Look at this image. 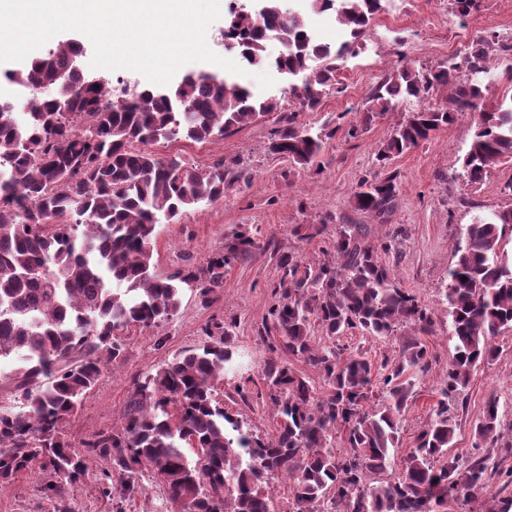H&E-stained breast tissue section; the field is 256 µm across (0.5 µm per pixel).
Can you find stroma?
<instances>
[{"label": "stroma", "instance_id": "stroma-1", "mask_svg": "<svg viewBox=\"0 0 512 512\" xmlns=\"http://www.w3.org/2000/svg\"><path fill=\"white\" fill-rule=\"evenodd\" d=\"M491 34L498 35L499 42L485 50L491 70L485 98L507 99L512 97V71L504 49L512 45V0H476L464 15L452 8L450 0H396L385 5L354 43L351 54L337 61L336 78L314 107H303L288 78L275 69L252 66L239 81L256 97L276 101L275 112L208 142L180 139L155 144L159 156L178 155L201 169L223 160L225 173L223 199L187 211L178 222L158 225L153 242L156 274L166 277L201 265L238 231L248 232L258 247L226 270L224 293L212 306H203L198 292L187 288L171 321L159 327L131 328L122 359L105 369L81 410L69 420L68 437L78 442L110 428L136 375L200 346L204 327L220 320L233 327L235 359L253 395L239 412L253 429L270 432L271 405L257 392L272 354L259 333L280 276L277 258L293 251L304 261H314L321 258L324 247L323 238L294 235L295 225L366 224L376 240L391 228H403L399 254L389 260L396 282L424 303L437 304L455 261L461 229L477 213L512 207V196L502 192L504 184L512 181V163L491 170L476 186L458 179L474 121L473 113H459L452 125L392 161L389 170L397 176L399 191L392 216L380 223L353 208L354 191L363 179L379 175L375 153L392 130L416 109L445 104L449 91L438 86L425 99L397 100L391 112L375 118L369 115L371 94L379 81L405 65L423 72L440 65L464 66L478 40ZM291 115L302 127L328 134L324 151L304 170L269 150L275 131ZM354 125L359 131L352 137L348 131ZM161 335L167 342L160 347L156 339ZM425 342L431 354L430 370L419 378L416 399L404 415L396 450L400 457L415 447L420 429L441 397L440 380L453 352L447 317H440ZM496 344L497 357L473 371L468 387L453 403L460 428L448 454L462 461L473 451L472 428L490 396L500 398L503 427L512 426V330L498 336ZM109 468L104 460L91 461L86 475L68 489V512H166L165 489L148 475L142 476L141 491L133 498L118 501L104 496V473ZM45 480V473L37 470L20 475L0 491V512H56L55 502L41 492Z\"/></svg>", "mask_w": 512, "mask_h": 512}]
</instances>
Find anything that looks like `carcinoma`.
<instances>
[{
	"instance_id": "1",
	"label": "carcinoma",
	"mask_w": 512,
	"mask_h": 512,
	"mask_svg": "<svg viewBox=\"0 0 512 512\" xmlns=\"http://www.w3.org/2000/svg\"><path fill=\"white\" fill-rule=\"evenodd\" d=\"M242 2L230 9L224 36L242 62L267 58L269 37L285 51L279 71L304 75L296 93L313 105L336 71L330 47L318 43L303 17L284 0ZM328 9L357 40L381 11V0H307ZM81 43L69 39L4 76L29 90L25 118L0 101V363L16 357L13 400H0V490L37 462L50 472L41 492L63 500L83 477L90 458L110 461L106 479L119 493L137 490L146 470L166 489L168 512H278L269 492L275 479L290 488L289 512H437L449 502L482 501L487 473L497 471L479 454L464 463L448 457L456 423L447 396H458L471 373L496 357L495 337L512 329V259L506 230L512 208L477 216L455 247V262L439 305L446 306L454 353L442 380L444 399L432 408L416 447L398 459L403 416L413 401L409 371L427 372L422 337L434 332L437 307L398 286L390 264L402 231L380 244L366 224H338L323 251L331 259L304 263L295 253L278 257L280 277L259 339L270 352L263 383L273 406V431L252 430L239 412L215 395V382L234 361L232 325L207 326L201 346L140 373L120 424L74 444L65 427L99 382L103 369L124 352L133 325L171 320L185 287L208 306L224 292V268L246 257L254 240L237 234L187 273L154 272L158 224L177 221L196 205L224 197V159L201 171L178 155L161 157L152 146L222 137L274 111L248 89L203 70L184 74L165 90L137 87L103 102L99 77L77 65ZM468 73L441 66L427 73L403 68L378 82L374 116L397 98L420 99L436 86L451 90L449 106L410 113L379 146L381 167L474 112L473 131L458 178L481 184L512 160V101L483 103L487 73L482 51L466 60ZM327 133H312L290 118L270 151L303 169L322 151ZM396 175L363 181L355 209L383 217L397 197ZM403 337L399 355L376 367L363 354L343 356L337 342L364 336ZM304 363L328 389L294 370ZM380 403L369 406L374 380ZM503 436L500 400L487 399L474 440ZM345 452H336V439Z\"/></svg>"
}]
</instances>
